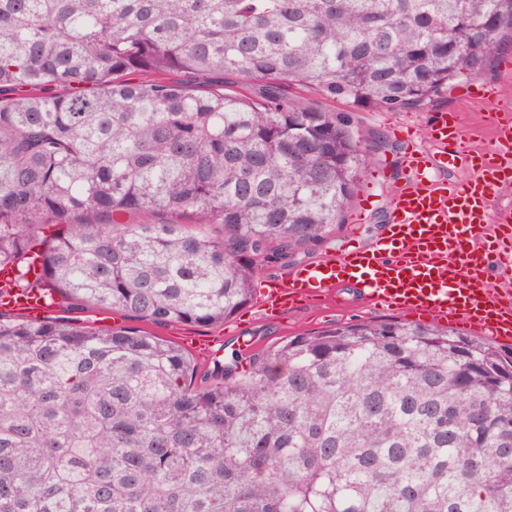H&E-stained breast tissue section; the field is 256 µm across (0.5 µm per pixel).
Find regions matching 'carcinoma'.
I'll return each instance as SVG.
<instances>
[{
	"label": "carcinoma",
	"mask_w": 512,
	"mask_h": 512,
	"mask_svg": "<svg viewBox=\"0 0 512 512\" xmlns=\"http://www.w3.org/2000/svg\"><path fill=\"white\" fill-rule=\"evenodd\" d=\"M511 41L512 0H0V267L222 323L259 263L342 226L368 161L288 87L418 109ZM197 374L139 329L0 319V512H512V361L486 343L373 319Z\"/></svg>",
	"instance_id": "cac0c4a2"
}]
</instances>
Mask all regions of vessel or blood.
Returning a JSON list of instances; mask_svg holds the SVG:
<instances>
[{
    "label": "vessel or blood",
    "instance_id": "b4317fda",
    "mask_svg": "<svg viewBox=\"0 0 512 512\" xmlns=\"http://www.w3.org/2000/svg\"><path fill=\"white\" fill-rule=\"evenodd\" d=\"M495 129L488 148L470 149L458 115L439 112L430 128L434 152L408 145L403 182L390 202L388 233L370 246L347 240L339 256L291 271L263 290L266 314L321 301L342 285L363 300L415 315L460 321L491 339L512 342V292H493L491 274L512 279V216L494 210L492 196L512 182V119L492 95L469 92ZM464 168L470 176L444 179ZM12 271L0 268V308L42 319L56 305L40 290L11 289Z\"/></svg>",
    "mask_w": 512,
    "mask_h": 512
}]
</instances>
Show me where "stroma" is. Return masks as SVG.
<instances>
[{
	"label": "stroma",
	"mask_w": 512,
	"mask_h": 512,
	"mask_svg": "<svg viewBox=\"0 0 512 512\" xmlns=\"http://www.w3.org/2000/svg\"><path fill=\"white\" fill-rule=\"evenodd\" d=\"M463 89L455 87L442 98L413 111L387 112L369 106L347 108L341 102H329L314 94L289 89L290 98L300 103L330 112H349L355 130L372 136L382 137L386 145L372 151L371 159L361 179L359 195H356L345 213V222L326 243L305 249L298 255L296 263L303 266L314 264L328 255L338 253L347 239L368 244L382 235L386 228L388 203L391 197L392 181H376L375 175L385 164L400 165L406 146L397 140L393 132L400 127L416 130V144L426 150H433L434 144L428 136V129L436 112L447 110L458 113L463 138L471 146L483 148L490 143L489 129L482 116L481 108L475 104H463ZM372 192L376 202L371 211H363L365 192ZM365 212L364 223H355L357 212ZM342 304L324 301L292 309L278 319L268 318L260 307L259 298L252 300L221 325H189L169 323L155 325L141 323L140 328L159 336L183 349L200 366L202 373L195 379L196 386L207 387L216 384V377L210 376L209 368L214 361H227L232 353L242 352L244 347L253 351L266 352L275 349L291 336L321 331L339 323L370 319L405 320V313L381 309L366 303L357 292L348 286L338 289ZM55 319L67 320L75 325L92 330H109L130 327L131 322L118 309L89 308L67 299H60Z\"/></svg>",
	"instance_id": "35a3bbf8"
}]
</instances>
